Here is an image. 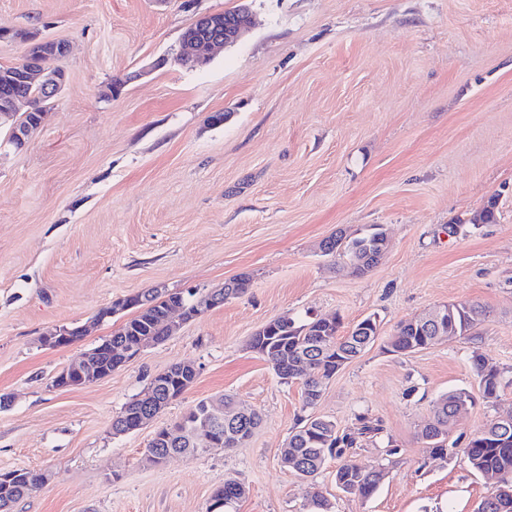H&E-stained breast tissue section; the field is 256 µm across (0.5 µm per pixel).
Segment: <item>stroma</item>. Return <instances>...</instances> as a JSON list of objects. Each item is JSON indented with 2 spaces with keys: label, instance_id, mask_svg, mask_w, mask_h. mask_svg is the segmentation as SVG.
<instances>
[{
  "label": "stroma",
  "instance_id": "obj_1",
  "mask_svg": "<svg viewBox=\"0 0 512 512\" xmlns=\"http://www.w3.org/2000/svg\"><path fill=\"white\" fill-rule=\"evenodd\" d=\"M248 6L250 32L205 67L181 65L183 32ZM0 27L67 42V82L24 147L0 126V471L48 473L14 512H208L224 482L237 512H477L495 485L462 451L430 457L418 437L434 400L476 393L470 358L512 371V0H0ZM223 112L222 126L208 122ZM496 199L498 219L473 218ZM382 226L388 250L364 275L321 242ZM247 275L240 297L144 346L107 377L52 381L111 336L154 288L208 292ZM477 302L467 335L388 352L400 322ZM376 317L378 340L325 383L318 402L282 383L250 347L281 316ZM87 333L44 345L62 326ZM189 362L197 376L142 430L112 420L151 379ZM238 402L262 420L237 447L146 460L158 428L200 400ZM382 428L359 459L385 479L342 491L340 459L312 477L280 450L303 414ZM512 414V385L476 398L451 425L466 443ZM395 454H388V447ZM245 494L246 489L241 483L234 481L225 482L223 486L213 492L210 512H236L231 511L230 508L225 506L226 502L232 501L236 506L238 501L242 499Z\"/></svg>",
  "mask_w": 512,
  "mask_h": 512
}]
</instances>
